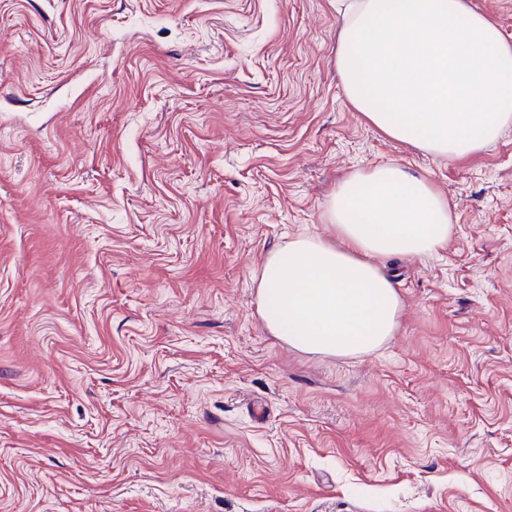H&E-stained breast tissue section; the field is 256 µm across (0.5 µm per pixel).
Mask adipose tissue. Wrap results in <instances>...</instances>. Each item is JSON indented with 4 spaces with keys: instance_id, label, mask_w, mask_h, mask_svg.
I'll return each instance as SVG.
<instances>
[{
    "instance_id": "obj_1",
    "label": "adipose tissue",
    "mask_w": 512,
    "mask_h": 512,
    "mask_svg": "<svg viewBox=\"0 0 512 512\" xmlns=\"http://www.w3.org/2000/svg\"><path fill=\"white\" fill-rule=\"evenodd\" d=\"M335 62L371 124L434 157L477 154L512 126V42L470 0H350ZM325 220L338 244L302 233L265 258L260 318L307 354L375 352L395 336L402 310L381 264L442 247L452 232L449 197L428 174L385 162L345 178Z\"/></svg>"
}]
</instances>
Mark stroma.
Masks as SVG:
<instances>
[{"label": "stroma", "mask_w": 512, "mask_h": 512, "mask_svg": "<svg viewBox=\"0 0 512 512\" xmlns=\"http://www.w3.org/2000/svg\"><path fill=\"white\" fill-rule=\"evenodd\" d=\"M339 0H0V512H512V131L383 135ZM383 162L454 208L376 352L283 344L254 276Z\"/></svg>", "instance_id": "obj_1"}]
</instances>
